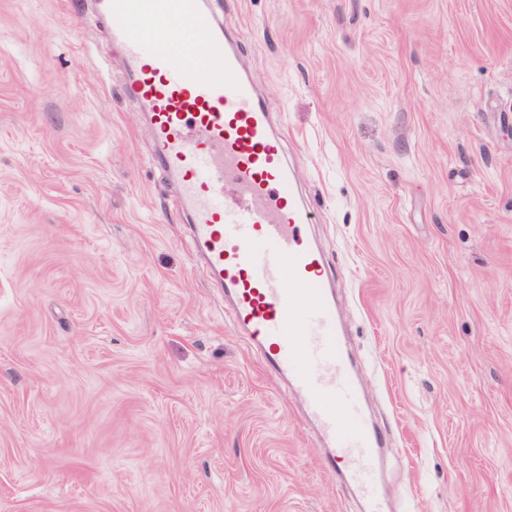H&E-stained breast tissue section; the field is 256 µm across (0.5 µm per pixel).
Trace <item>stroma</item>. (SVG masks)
<instances>
[{"label": "stroma", "instance_id": "obj_1", "mask_svg": "<svg viewBox=\"0 0 512 512\" xmlns=\"http://www.w3.org/2000/svg\"><path fill=\"white\" fill-rule=\"evenodd\" d=\"M285 127L386 512H512V0H210ZM92 0H0V512H366L203 272Z\"/></svg>", "mask_w": 512, "mask_h": 512}]
</instances>
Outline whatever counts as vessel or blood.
<instances>
[{"label":"vessel or blood","mask_w":512,"mask_h":512,"mask_svg":"<svg viewBox=\"0 0 512 512\" xmlns=\"http://www.w3.org/2000/svg\"><path fill=\"white\" fill-rule=\"evenodd\" d=\"M109 40L125 58L124 87L146 111L152 159L177 188L206 274L269 369L301 395L330 454L371 512L384 506L376 459L384 436L368 420L337 326L322 260L304 228L310 211L272 114L243 71L237 40L207 0H102ZM193 45L186 57L181 48ZM234 184L230 202L225 183Z\"/></svg>","instance_id":"obj_1"}]
</instances>
